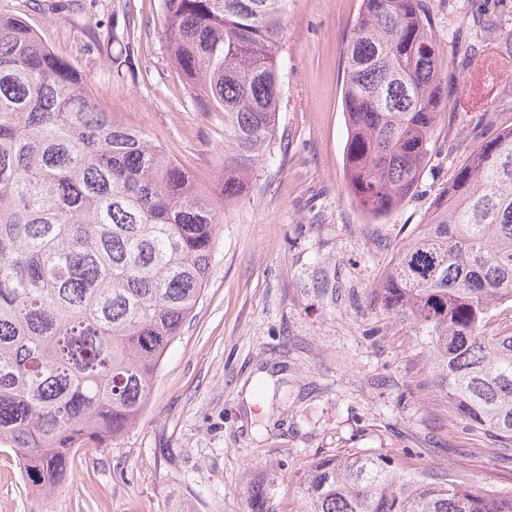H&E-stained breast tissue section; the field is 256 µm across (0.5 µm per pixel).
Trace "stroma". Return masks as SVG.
I'll return each mask as SVG.
<instances>
[{
    "label": "stroma",
    "instance_id": "1",
    "mask_svg": "<svg viewBox=\"0 0 512 512\" xmlns=\"http://www.w3.org/2000/svg\"><path fill=\"white\" fill-rule=\"evenodd\" d=\"M0 0L79 70L100 106L218 186L224 115L200 111L162 36L161 0ZM444 75L459 88L414 192L382 220L348 195L342 55L361 0H288L281 141L224 207L212 272L158 368L140 418L79 451L50 499L0 447V512H301L318 458L387 455L410 469L512 491V450L452 417L418 340L383 320L370 289L424 223L455 169L512 126V0H424Z\"/></svg>",
    "mask_w": 512,
    "mask_h": 512
}]
</instances>
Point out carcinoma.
Wrapping results in <instances>:
<instances>
[{"label":"carcinoma","instance_id":"obj_1","mask_svg":"<svg viewBox=\"0 0 512 512\" xmlns=\"http://www.w3.org/2000/svg\"><path fill=\"white\" fill-rule=\"evenodd\" d=\"M287 0H162L198 107L224 113L214 196L145 133L116 122L35 30L0 13V444L48 496L79 449L143 412L160 359L210 275L224 204L271 154ZM351 200L380 219L415 191L453 81L423 0H362L343 51ZM410 330L466 427L512 447V128L467 156L372 288ZM305 512H512V492L381 455L318 459Z\"/></svg>","mask_w":512,"mask_h":512}]
</instances>
